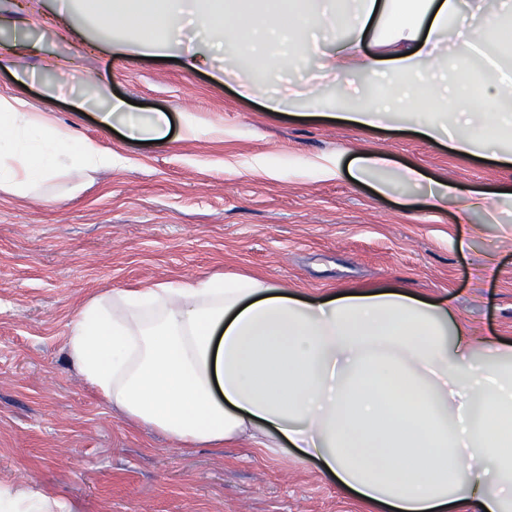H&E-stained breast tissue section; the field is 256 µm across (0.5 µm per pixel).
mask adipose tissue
<instances>
[{"label": "adipose tissue", "mask_w": 512, "mask_h": 512, "mask_svg": "<svg viewBox=\"0 0 512 512\" xmlns=\"http://www.w3.org/2000/svg\"><path fill=\"white\" fill-rule=\"evenodd\" d=\"M64 0L110 34L114 54H160L190 19L200 49L185 59L197 70L215 51L249 58L266 70L252 46L251 0ZM264 23L278 14L300 28L332 17L342 39L323 51L302 40L322 75L351 85L361 75L408 79V99L437 93L434 75L449 53L465 57L496 49L512 55V0H271ZM136 29L135 41L113 32ZM106 104L104 127L160 141L169 117L129 111L101 83L77 75ZM470 108L458 128L424 112L406 119L424 139L451 152H493L512 162V79L465 86ZM112 157L92 142L74 141L44 112L25 110L0 94V190L27 195L58 178L64 167L94 171ZM381 152L354 155L349 174L380 196L396 184L417 185L414 167L395 171ZM392 169V168H391ZM488 196L448 179L434 182L408 206L428 210L455 203L461 212L492 211ZM68 356L113 406L191 444L247 439L275 453L287 448L316 462L342 490L381 512H512V343L474 339L450 305L394 288L344 291L307 299L253 278L212 276L166 283L137 294L115 291L88 300L68 333ZM0 512H71L67 503L33 487H0Z\"/></svg>", "instance_id": "ef3b65f1"}]
</instances>
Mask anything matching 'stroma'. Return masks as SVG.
<instances>
[{
	"mask_svg": "<svg viewBox=\"0 0 512 512\" xmlns=\"http://www.w3.org/2000/svg\"><path fill=\"white\" fill-rule=\"evenodd\" d=\"M13 5L0 0L10 21L0 43L30 69L44 53L63 69L21 84L1 68L0 94L49 112L114 162L67 171L34 195L0 191V486H38L73 512H375L297 451L184 444L114 409L72 365L66 336L102 293L236 274L310 297L398 288L445 299L479 335L512 341V238L453 204L406 208L403 185L376 196L347 171L352 150L371 149L492 193L512 192V164L453 155L402 123L358 129L316 115L306 98L271 111L263 98L275 81L251 67L232 61L221 75L116 57L82 15L56 14L57 0H39L48 20L38 27ZM75 69L142 115L168 113L167 138L136 143L104 129L94 104L46 95ZM240 80L255 98L237 94Z\"/></svg>",
	"mask_w": 512,
	"mask_h": 512,
	"instance_id": "35a3bbf8",
	"label": "stroma"
}]
</instances>
